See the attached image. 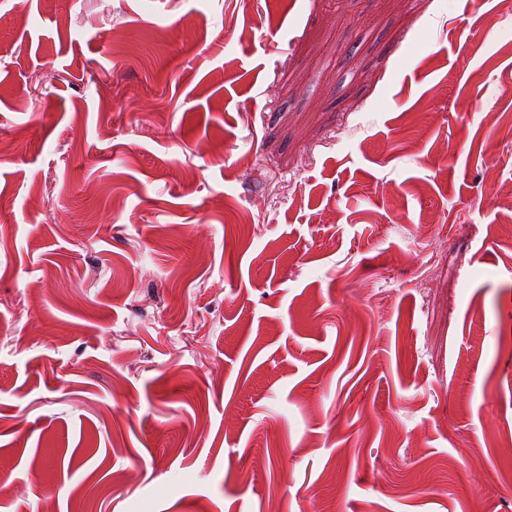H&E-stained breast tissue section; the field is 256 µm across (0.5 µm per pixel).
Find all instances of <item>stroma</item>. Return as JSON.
<instances>
[{
    "label": "stroma",
    "instance_id": "stroma-1",
    "mask_svg": "<svg viewBox=\"0 0 512 512\" xmlns=\"http://www.w3.org/2000/svg\"><path fill=\"white\" fill-rule=\"evenodd\" d=\"M507 0H0V512H512Z\"/></svg>",
    "mask_w": 512,
    "mask_h": 512
}]
</instances>
